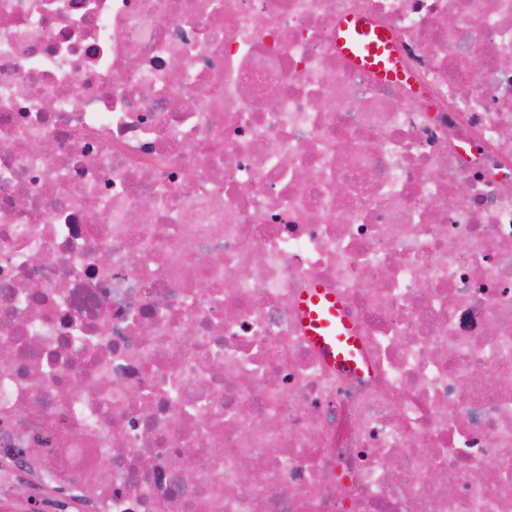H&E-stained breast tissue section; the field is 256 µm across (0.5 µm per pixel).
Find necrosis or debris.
Returning <instances> with one entry per match:
<instances>
[{"mask_svg": "<svg viewBox=\"0 0 512 512\" xmlns=\"http://www.w3.org/2000/svg\"><path fill=\"white\" fill-rule=\"evenodd\" d=\"M1 345L91 512H512V0H0ZM341 46L366 69L378 73H392L387 69L390 49L388 40L380 30L371 28L359 18L349 19L342 27ZM364 44V51L361 45ZM300 311L310 342L331 364L352 362L357 336L333 296L324 288H312L304 295Z\"/></svg>", "mask_w": 512, "mask_h": 512, "instance_id": "4bbe7bcc", "label": "necrosis or debris"}]
</instances>
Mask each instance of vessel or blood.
<instances>
[{"mask_svg":"<svg viewBox=\"0 0 512 512\" xmlns=\"http://www.w3.org/2000/svg\"><path fill=\"white\" fill-rule=\"evenodd\" d=\"M341 46L366 69L386 72L390 54L388 40L380 30L359 18L342 27ZM300 311L306 334L315 348L330 362L349 361L354 354V326L337 300L324 288L316 287L304 295Z\"/></svg>","mask_w":512,"mask_h":512,"instance_id":"b4317fda","label":"vessel or blood"}]
</instances>
